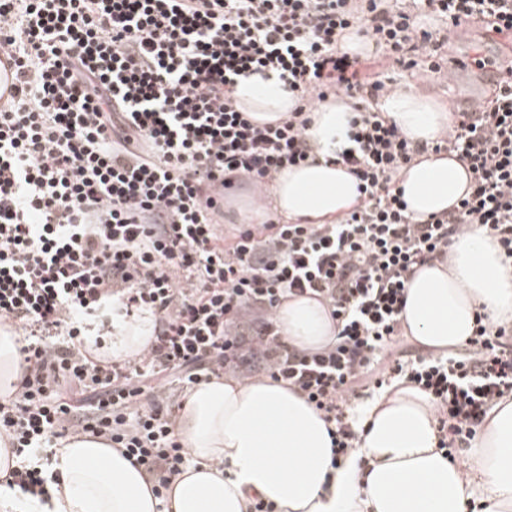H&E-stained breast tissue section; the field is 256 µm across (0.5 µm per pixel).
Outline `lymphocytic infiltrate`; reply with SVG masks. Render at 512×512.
Instances as JSON below:
<instances>
[{"label":"lymphocytic infiltrate","mask_w":512,"mask_h":512,"mask_svg":"<svg viewBox=\"0 0 512 512\" xmlns=\"http://www.w3.org/2000/svg\"><path fill=\"white\" fill-rule=\"evenodd\" d=\"M477 17L484 40L512 44V0H0V53L18 63L0 109V324L22 332L0 436L20 503H49L44 463L80 434L167 488L189 453L174 433L183 403L162 385L186 392L228 369L301 392L330 426L335 462L358 440L351 398L395 380L432 396L440 448L475 439L512 394V324L477 316L464 348L434 356L405 345L399 315L415 267L470 227L512 261V87L454 109L429 146L379 104L393 90L382 65L444 72L449 28ZM353 31L373 55L340 49ZM270 72L297 104L259 125L231 93ZM330 95L356 112L336 159L359 202L329 224L225 234L213 220L225 191L306 162V113ZM430 150L465 161L471 185L418 222L396 177ZM301 296L330 307L332 345L307 352L279 334L274 308ZM97 311L150 312L149 349L91 360L83 320Z\"/></svg>","instance_id":"f902f5d3"}]
</instances>
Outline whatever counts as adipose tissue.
Here are the masks:
<instances>
[{"label":"adipose tissue","instance_id":"ef3b65f1","mask_svg":"<svg viewBox=\"0 0 512 512\" xmlns=\"http://www.w3.org/2000/svg\"><path fill=\"white\" fill-rule=\"evenodd\" d=\"M233 97L260 124L284 119L294 104L274 75L240 80ZM381 108L416 142L432 141L448 127V113L412 91H396ZM352 116L346 100L317 103L307 130L316 163L279 173L268 192L271 206L240 199L242 219L261 224L277 215L328 224L355 205L356 178L331 159ZM470 184L465 163L444 153L418 157L399 182L409 212L421 220L453 207ZM480 311L512 320V265L493 238L472 229L453 239L447 259L417 268L399 318L405 336L444 353L472 336ZM274 317L288 344L301 350L336 337L329 308L308 297L282 300ZM153 323L143 315L92 357L142 352ZM358 415L357 448L334 468L326 424L302 394L267 376L241 381L227 374L186 396L175 433L194 463L171 480L165 501L121 451L86 435L57 448L59 489L39 512H248L257 496L274 502L277 512H467L472 501L481 512H512V396L489 411L462 464L439 448L434 407L413 385H394L359 406Z\"/></svg>","mask_w":512,"mask_h":512}]
</instances>
